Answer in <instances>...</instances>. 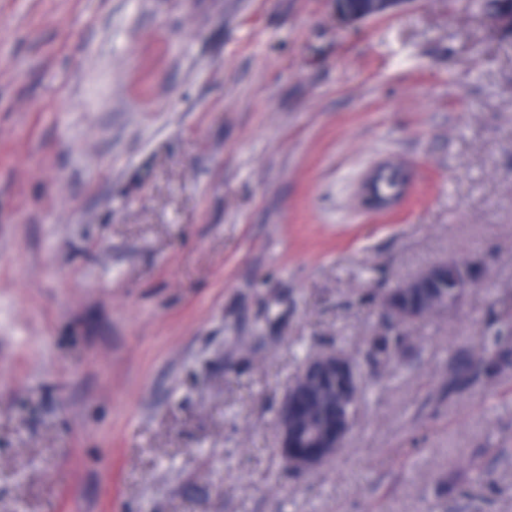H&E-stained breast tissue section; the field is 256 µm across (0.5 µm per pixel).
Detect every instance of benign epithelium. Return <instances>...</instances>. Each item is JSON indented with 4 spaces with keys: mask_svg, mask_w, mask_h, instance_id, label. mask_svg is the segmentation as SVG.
Returning <instances> with one entry per match:
<instances>
[{
    "mask_svg": "<svg viewBox=\"0 0 512 512\" xmlns=\"http://www.w3.org/2000/svg\"><path fill=\"white\" fill-rule=\"evenodd\" d=\"M409 0H367L364 12L345 19L347 24H356L385 16L401 10ZM378 174H372L362 187V197L366 205L387 208L396 198L379 196L373 191ZM448 264L430 266L398 286V294L407 296L421 288H436L431 302L419 309L405 308L393 298L386 300V308L396 322H409L422 318L429 312H446L454 308L470 284L458 279L452 291L441 288L448 281ZM339 377L342 392L339 402V415L336 420L321 427L310 420V405L314 395L307 392L308 382L319 376ZM361 374L356 362L341 350L326 351L309 358L301 371L289 385L276 412L274 428L281 456L288 468L303 474L313 473L328 460L336 456L353 428V395L360 392Z\"/></svg>",
    "mask_w": 512,
    "mask_h": 512,
    "instance_id": "obj_1",
    "label": "benign epithelium"
}]
</instances>
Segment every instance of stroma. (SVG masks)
<instances>
[{
  "label": "stroma",
  "mask_w": 512,
  "mask_h": 512,
  "mask_svg": "<svg viewBox=\"0 0 512 512\" xmlns=\"http://www.w3.org/2000/svg\"><path fill=\"white\" fill-rule=\"evenodd\" d=\"M449 260L483 274L369 357ZM510 309L512 29L472 0H0V512H512V375L441 394ZM336 348L364 397L297 475L275 412ZM409 0H367L364 12L345 19L347 24H356L385 16L401 10ZM448 271V263L435 264L401 283L397 288L398 295L407 296L418 291L420 288H438V293L433 296L427 306L419 309L405 308L395 302L393 297L390 296L386 300V308L390 312L392 319L395 322H409L418 320L429 312H448V310L454 308L463 297L461 293L466 291L471 285L461 278L456 280L457 277L455 276L454 279L457 282L451 292L448 293L447 289L439 288L444 282L448 281Z\"/></svg>",
  "instance_id": "1"
}]
</instances>
